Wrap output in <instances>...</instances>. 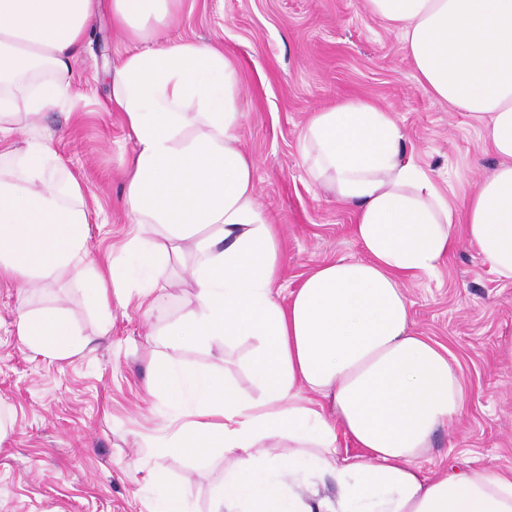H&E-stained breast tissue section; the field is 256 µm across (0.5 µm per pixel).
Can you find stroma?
I'll use <instances>...</instances> for the list:
<instances>
[{
	"label": "stroma",
	"mask_w": 512,
	"mask_h": 512,
	"mask_svg": "<svg viewBox=\"0 0 512 512\" xmlns=\"http://www.w3.org/2000/svg\"><path fill=\"white\" fill-rule=\"evenodd\" d=\"M161 37L219 43L238 68L245 114L237 135L255 165L259 202L282 236L281 298L317 266L364 256L353 205L312 181L302 162L300 136L316 109L350 98L390 109L405 150L451 183L459 206L499 161L466 113L418 87L399 33L373 17L366 0H181L179 25ZM123 45L101 7L72 66L75 97L43 118L18 119L11 137L20 147L37 131L53 132L63 161L56 179L81 183L86 247L102 272L142 231L125 204L124 162L134 143L104 75ZM193 262L187 249L170 256L172 276L158 281L148 302L134 288L114 291L103 336L86 285L67 276L39 288L0 282V406L12 421L0 440V512H153L159 469L194 512H212L230 459L220 448L197 457L161 449L174 430L172 413L148 390L161 361L155 334L191 309ZM404 289L415 331L449 350L465 388L462 417L436 432L418 466L430 476L476 467L512 478V360L504 354L512 345V284L463 238L435 277ZM24 305L64 309L90 346L65 359L33 353L16 331ZM248 349L217 342L186 348L180 360L224 371L245 389Z\"/></svg>",
	"instance_id": "stroma-1"
}]
</instances>
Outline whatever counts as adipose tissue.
I'll return each instance as SVG.
<instances>
[{
  "label": "adipose tissue",
  "instance_id": "obj_1",
  "mask_svg": "<svg viewBox=\"0 0 512 512\" xmlns=\"http://www.w3.org/2000/svg\"><path fill=\"white\" fill-rule=\"evenodd\" d=\"M181 0H111L128 44L112 69V101L135 150L126 183L131 241L121 263L95 271L77 180L58 184L56 154L32 139L0 174V280L30 286L58 275L92 280L89 304L107 312L132 267L168 270L150 238L196 258L190 314L160 341L149 390L188 421L168 447L234 458L215 492L222 512H512V479L478 468L425 475L417 457L464 410L459 366L417 334L404 282L435 276L465 237L512 282V0H366L402 39L417 85L480 125L501 163L456 206L407 154L388 109L351 99L312 112L300 138L309 176L356 208L365 257L312 270L288 302L274 286L284 251L257 198L255 167L239 145L238 71L221 46L159 43ZM100 0H0V140L17 114L38 115L71 94L72 64ZM34 353L67 358L89 338L63 315L16 323ZM251 342L253 392L223 372L184 367L178 353L215 341ZM308 389L311 399L298 395ZM364 451L340 457L339 437ZM289 451L269 457V439ZM330 482L332 493L318 485Z\"/></svg>",
  "mask_w": 512,
  "mask_h": 512
}]
</instances>
